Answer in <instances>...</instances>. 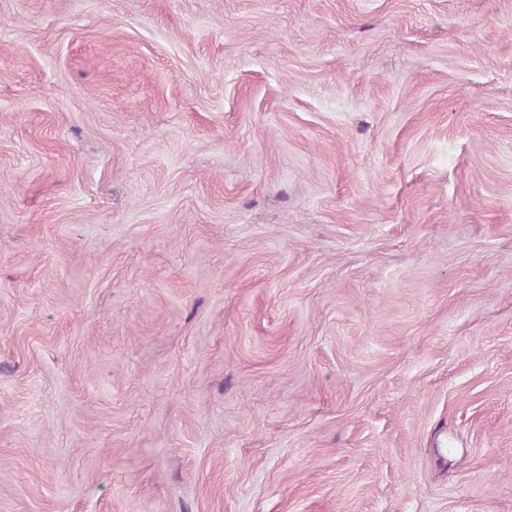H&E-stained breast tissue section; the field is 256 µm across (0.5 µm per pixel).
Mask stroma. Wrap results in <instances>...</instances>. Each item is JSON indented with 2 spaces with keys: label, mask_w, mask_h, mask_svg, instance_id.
<instances>
[{
  "label": "stroma",
  "mask_w": 512,
  "mask_h": 512,
  "mask_svg": "<svg viewBox=\"0 0 512 512\" xmlns=\"http://www.w3.org/2000/svg\"><path fill=\"white\" fill-rule=\"evenodd\" d=\"M0 512H512V0H0Z\"/></svg>",
  "instance_id": "1"
}]
</instances>
